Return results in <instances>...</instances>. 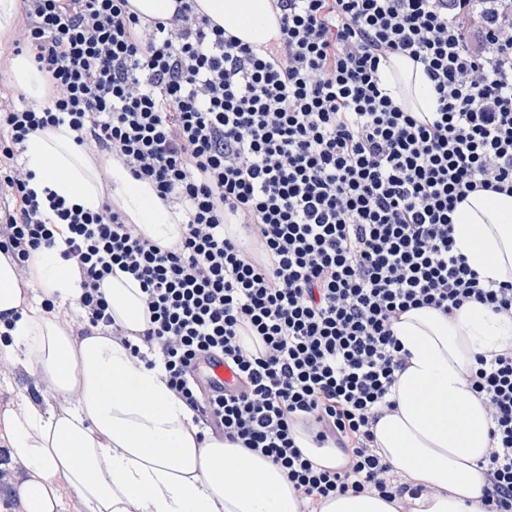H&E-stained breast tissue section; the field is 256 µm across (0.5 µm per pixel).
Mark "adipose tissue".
Listing matches in <instances>:
<instances>
[{
	"instance_id": "ef3b65f1",
	"label": "adipose tissue",
	"mask_w": 512,
	"mask_h": 512,
	"mask_svg": "<svg viewBox=\"0 0 512 512\" xmlns=\"http://www.w3.org/2000/svg\"><path fill=\"white\" fill-rule=\"evenodd\" d=\"M199 13L241 43L261 47L280 38V13L271 0H197ZM380 84L412 112L431 109L430 82L402 55L379 70ZM23 162L38 199L54 193L97 211L103 185L142 234L165 248L185 234L183 214L158 197L152 181L132 177L116 158L99 162L74 143L68 126L28 136ZM458 252L485 282L512 281V194L474 192L453 215ZM64 243L32 253L36 294L24 298L17 267L0 255V361L24 359L65 405L39 409L21 392L0 414V441L30 478L17 486L24 512H60L64 488L88 512H297V492L271 459L241 445L200 437L192 410L174 397L161 367L135 357L149 316L139 284L114 270L101 289L127 342L100 328L65 329L60 314L82 293L81 276L64 264ZM407 352L392 389L394 411L372 427L374 445L399 474L431 486L411 512H485L481 462L491 446L483 399L471 389L477 356L499 353L512 341V314L477 301L446 316L411 309L393 326ZM377 496L348 492L317 512H398Z\"/></svg>"
}]
</instances>
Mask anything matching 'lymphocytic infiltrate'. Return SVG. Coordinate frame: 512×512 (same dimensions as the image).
Returning a JSON list of instances; mask_svg holds the SVG:
<instances>
[{"label": "lymphocytic infiltrate", "mask_w": 512, "mask_h": 512, "mask_svg": "<svg viewBox=\"0 0 512 512\" xmlns=\"http://www.w3.org/2000/svg\"><path fill=\"white\" fill-rule=\"evenodd\" d=\"M273 3L279 44L257 49L225 38L195 0L168 21L141 20L129 0H22L9 50L49 85L0 113V188L14 198L0 254L27 283L31 252L67 229L77 304L119 341L100 283L116 268L137 280L170 391L202 431L281 466L299 512L350 491L414 499L424 485L373 446L404 365L394 323L472 300L512 313V283L481 282L451 218L469 193L512 191V0ZM393 55L422 66L430 118L381 88ZM64 124L86 154L117 155L183 210L178 246L145 239L108 201L95 212L38 201L18 156L30 133ZM211 357L238 375L235 391L203 390ZM476 363L491 421L485 512H512V343ZM298 427L344 465H314Z\"/></svg>", "instance_id": "f902f5d3"}]
</instances>
